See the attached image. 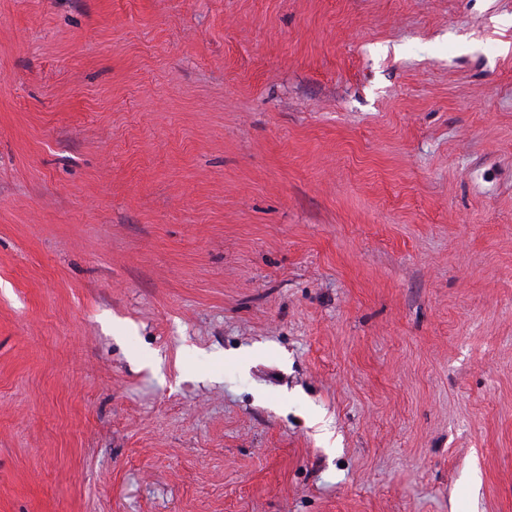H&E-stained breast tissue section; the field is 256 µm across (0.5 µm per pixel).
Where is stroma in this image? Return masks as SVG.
Segmentation results:
<instances>
[{"label": "stroma", "mask_w": 512, "mask_h": 512, "mask_svg": "<svg viewBox=\"0 0 512 512\" xmlns=\"http://www.w3.org/2000/svg\"><path fill=\"white\" fill-rule=\"evenodd\" d=\"M0 512H512V0H0Z\"/></svg>", "instance_id": "obj_1"}]
</instances>
